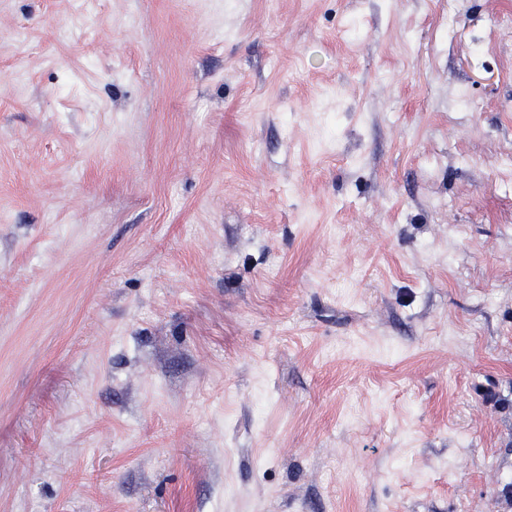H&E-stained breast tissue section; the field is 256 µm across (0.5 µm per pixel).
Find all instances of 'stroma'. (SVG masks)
Wrapping results in <instances>:
<instances>
[{
	"instance_id": "stroma-1",
	"label": "stroma",
	"mask_w": 512,
	"mask_h": 512,
	"mask_svg": "<svg viewBox=\"0 0 512 512\" xmlns=\"http://www.w3.org/2000/svg\"><path fill=\"white\" fill-rule=\"evenodd\" d=\"M0 512H512V0H0Z\"/></svg>"
}]
</instances>
